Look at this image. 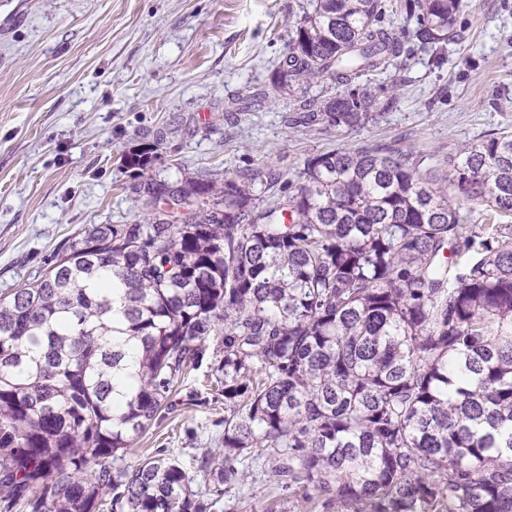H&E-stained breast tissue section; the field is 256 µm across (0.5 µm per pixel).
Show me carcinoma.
Masks as SVG:
<instances>
[{"mask_svg": "<svg viewBox=\"0 0 512 512\" xmlns=\"http://www.w3.org/2000/svg\"><path fill=\"white\" fill-rule=\"evenodd\" d=\"M461 0H307L274 81L336 93L299 122L351 132L398 98L356 82L421 48L436 65ZM448 187L384 144L252 168L224 187L145 181L135 224H97L0 296V508L209 512L165 455L111 468L209 361L222 495L255 477L288 512H512V224H463L455 198L512 212V132L448 154ZM213 336L221 345L210 349Z\"/></svg>", "mask_w": 512, "mask_h": 512, "instance_id": "1", "label": "carcinoma"}]
</instances>
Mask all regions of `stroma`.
<instances>
[{
  "label": "stroma",
  "instance_id": "1",
  "mask_svg": "<svg viewBox=\"0 0 512 512\" xmlns=\"http://www.w3.org/2000/svg\"><path fill=\"white\" fill-rule=\"evenodd\" d=\"M300 0H0V294L24 287L93 224H131L149 179L204 181L255 167L295 184L307 157L395 143L437 176L450 151L512 131V0H462L440 67L414 51L375 81L398 102L344 136L290 120L277 88ZM151 151L150 166L129 167ZM171 407L123 458L185 464L211 512H265L262 485L217 495L196 459L224 434V397L206 369L177 383Z\"/></svg>",
  "mask_w": 512,
  "mask_h": 512
}]
</instances>
